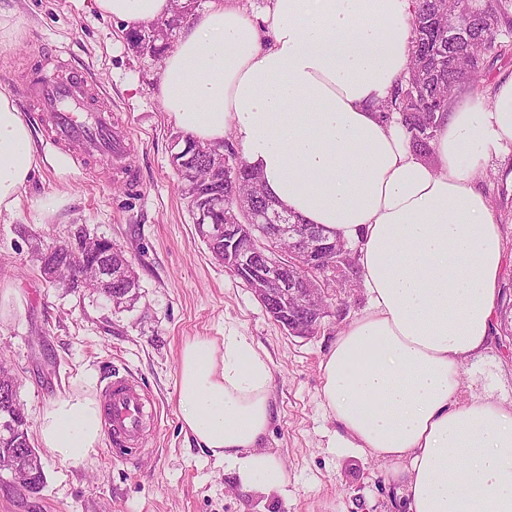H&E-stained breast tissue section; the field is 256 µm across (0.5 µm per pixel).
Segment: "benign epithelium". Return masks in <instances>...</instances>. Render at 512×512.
I'll list each match as a JSON object with an SVG mask.
<instances>
[{
	"mask_svg": "<svg viewBox=\"0 0 512 512\" xmlns=\"http://www.w3.org/2000/svg\"><path fill=\"white\" fill-rule=\"evenodd\" d=\"M191 16V10L164 19L135 36L138 52L155 54L156 42H168L174 29H178ZM206 159L212 172L225 170L238 173L239 161L229 160L216 148L207 149L200 145H184L183 152L173 157V166L182 172V184L195 189L194 219L199 236L210 245V250L224 244L223 254L217 261L228 269H240L253 274L252 290L265 311L273 318L285 309H298L306 313L313 310L312 301L321 300L319 306H326L331 296L338 273L336 264L326 265L328 280L312 283L310 278H298L294 271L304 263L320 264L329 252L339 253L340 245L329 242L326 237L312 231L305 224H290L268 215L261 207H239L233 213L234 223L221 224L216 216L224 212V194L212 192L199 184L195 178L196 166ZM290 242L291 249L284 254L278 244ZM97 268L99 288L96 294L103 297L114 309H124L134 302L133 278L122 263L113 261L124 256V250L111 240L99 239ZM0 397L11 400L14 413L11 418L0 422V432L6 433L16 421L26 418L15 399L14 380L0 374ZM40 459L30 454V449L19 448L16 455L7 462L11 481L32 492L39 490L36 465Z\"/></svg>",
	"mask_w": 512,
	"mask_h": 512,
	"instance_id": "obj_1",
	"label": "benign epithelium"
}]
</instances>
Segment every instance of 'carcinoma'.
<instances>
[{"label": "carcinoma", "instance_id": "cac0c4a2", "mask_svg": "<svg viewBox=\"0 0 512 512\" xmlns=\"http://www.w3.org/2000/svg\"><path fill=\"white\" fill-rule=\"evenodd\" d=\"M412 51L408 78L378 105L382 118L398 116L415 154L428 159L438 129L437 115L448 111L454 96L465 86L479 84L490 64L512 53V0H412ZM215 186L233 206L255 198L264 207L282 208L264 192L261 178L247 163L239 170L237 197L229 179ZM40 271L49 268L74 277L92 276L93 256L66 247L50 255L38 254ZM342 272L337 290L349 287L355 268L352 251L338 259ZM29 442L28 424H20L10 437L0 440V457Z\"/></svg>", "mask_w": 512, "mask_h": 512}]
</instances>
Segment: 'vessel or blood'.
I'll return each mask as SVG.
<instances>
[{"mask_svg":"<svg viewBox=\"0 0 512 512\" xmlns=\"http://www.w3.org/2000/svg\"><path fill=\"white\" fill-rule=\"evenodd\" d=\"M28 97L44 112L47 132L56 143L77 149L92 161L111 157L114 178L131 190L139 189V173L125 161L129 132L113 126L111 106L85 72L65 66L55 54H43ZM102 417L111 441L132 451L154 420V403L138 382L116 376L103 391Z\"/></svg>","mask_w":512,"mask_h":512,"instance_id":"b4317fda","label":"vessel or blood"}]
</instances>
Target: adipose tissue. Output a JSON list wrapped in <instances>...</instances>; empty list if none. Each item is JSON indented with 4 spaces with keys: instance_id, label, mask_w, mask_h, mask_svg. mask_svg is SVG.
<instances>
[{
    "instance_id": "1",
    "label": "adipose tissue",
    "mask_w": 512,
    "mask_h": 512,
    "mask_svg": "<svg viewBox=\"0 0 512 512\" xmlns=\"http://www.w3.org/2000/svg\"><path fill=\"white\" fill-rule=\"evenodd\" d=\"M135 31L172 0H96ZM411 0H270L250 17L211 0L164 59L159 97L175 126L212 145L233 137L267 193L355 251L368 305L320 363L334 448L394 464L402 512H512V405L461 397L462 375L492 343L501 228L479 174L512 149V78L491 101H453L416 156L379 103L407 72ZM34 127L0 92V214L13 213L44 161ZM263 351L225 325L187 339L176 371L182 429L222 459L243 490L271 494L282 466L261 451L273 419ZM38 436L62 461L102 439L100 406L51 401Z\"/></svg>"
}]
</instances>
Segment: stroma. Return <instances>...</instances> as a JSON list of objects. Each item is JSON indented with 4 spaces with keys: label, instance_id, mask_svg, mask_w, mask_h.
I'll use <instances>...</instances> for the list:
<instances>
[{
    "label": "stroma",
    "instance_id": "stroma-1",
    "mask_svg": "<svg viewBox=\"0 0 512 512\" xmlns=\"http://www.w3.org/2000/svg\"><path fill=\"white\" fill-rule=\"evenodd\" d=\"M0 20L13 29L0 42V91L21 101L39 56L62 51L130 129V160L141 176L139 191H130L113 180L110 162L84 163L78 151L49 139L43 113L24 110L37 131V154L52 163L21 191L17 210L0 215V289L25 298L0 318V361L20 383L29 438L38 442L36 424L51 400L73 392L100 397L117 374L140 381L159 411L131 458L110 453L106 438L77 465L42 451L43 490L23 495L0 482V512H397L392 464L329 447L336 424L322 408L320 361L366 307L365 289L355 286L333 302L315 335H288L196 232L171 165L181 131L158 95L161 57L136 52L132 35L95 0H0ZM481 185L506 238L499 291L512 300V185L487 177ZM47 198L54 209L38 210ZM81 224L123 247L141 285L131 307L116 310L95 294L45 282L35 249ZM228 324L249 336L272 368L274 417L263 448L287 476L272 496L242 491L223 460L182 430L180 348L194 336L223 335ZM489 382L495 398L512 402V336L500 331L463 377L475 390Z\"/></svg>",
    "mask_w": 512,
    "mask_h": 512
}]
</instances>
